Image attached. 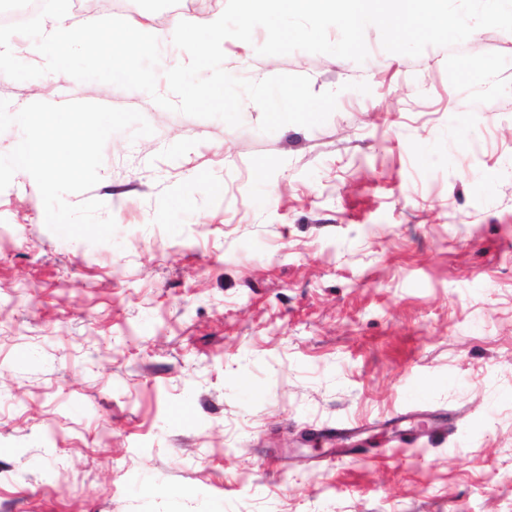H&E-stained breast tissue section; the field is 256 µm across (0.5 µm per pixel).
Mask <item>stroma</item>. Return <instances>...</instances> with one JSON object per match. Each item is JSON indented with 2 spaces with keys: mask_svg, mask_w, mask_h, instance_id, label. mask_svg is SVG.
Wrapping results in <instances>:
<instances>
[{
  "mask_svg": "<svg viewBox=\"0 0 512 512\" xmlns=\"http://www.w3.org/2000/svg\"><path fill=\"white\" fill-rule=\"evenodd\" d=\"M266 37L224 70L338 90L324 124L0 78L13 113L70 88L154 129L66 197L113 242L49 230L28 173L0 191V512H512V32L410 57L370 26L361 64Z\"/></svg>",
  "mask_w": 512,
  "mask_h": 512,
  "instance_id": "obj_1",
  "label": "stroma"
}]
</instances>
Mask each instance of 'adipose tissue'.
I'll return each instance as SVG.
<instances>
[{
    "label": "adipose tissue",
    "mask_w": 512,
    "mask_h": 512,
    "mask_svg": "<svg viewBox=\"0 0 512 512\" xmlns=\"http://www.w3.org/2000/svg\"><path fill=\"white\" fill-rule=\"evenodd\" d=\"M70 0H56L54 15L44 23L40 40L36 43H13L0 39V75L11 73L16 63L25 56L50 53L61 58L69 54L81 41L83 32L69 21Z\"/></svg>",
    "instance_id": "1"
}]
</instances>
